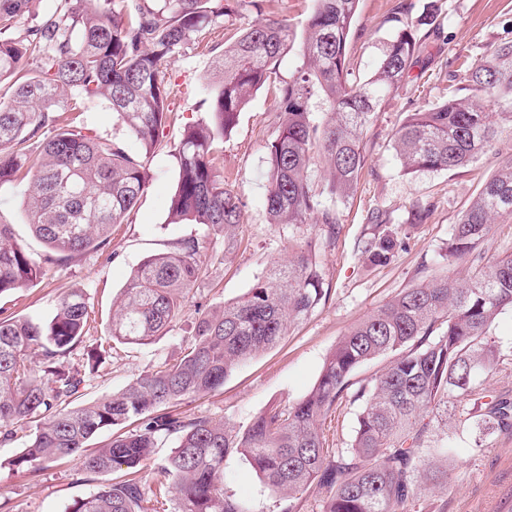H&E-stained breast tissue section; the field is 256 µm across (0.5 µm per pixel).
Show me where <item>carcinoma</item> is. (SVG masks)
<instances>
[{
  "instance_id": "obj_1",
  "label": "carcinoma",
  "mask_w": 512,
  "mask_h": 512,
  "mask_svg": "<svg viewBox=\"0 0 512 512\" xmlns=\"http://www.w3.org/2000/svg\"><path fill=\"white\" fill-rule=\"evenodd\" d=\"M33 0H0V77L33 58L39 73L16 84L0 103V184L19 175L31 184L26 198L30 229L60 260L106 243L147 183L146 163L167 119L165 70L208 25L225 23L229 0H65L64 11L42 16L27 35L10 37ZM359 0H314L299 62L278 87L281 125L268 145L266 209L272 224L326 225L338 234L335 205L357 189L365 165L361 134L376 108L408 78L427 47L417 26L405 23L385 45L377 73L352 77L347 48ZM288 20H258L219 52L223 80L210 88L201 125L185 130L176 149L178 181L171 204L175 221L202 224L234 237L242 204L214 166V142L276 73L292 50ZM465 88L407 113L394 133L402 170L451 171L484 151L503 122H512V41L494 45L468 68ZM483 96L477 105L462 90ZM70 91L73 98L64 97ZM103 97L139 143L100 140L56 127V112L74 111ZM37 140L39 151L30 149ZM325 161L324 186L312 174ZM512 216V164L486 181L448 238V261L477 262L474 272L439 276L400 291L352 328L326 358L302 400L269 407L243 430L224 421L187 418L170 406L212 393L240 364L274 347L306 318L327 291L316 249L305 244L259 278L246 295L201 313L192 342L172 365L145 372L124 389L71 407L80 379L63 357L88 325L89 294L60 295L45 323L0 319V439H12L43 416L16 467L78 460L85 474L126 467L122 479L74 502L69 512H163L174 492L182 512H246L224 495V460L241 454L270 493L293 512L312 484L329 491L323 512H409L423 485L450 488L451 472L434 456L433 417L441 412L462 430H512V391L489 390L483 375L498 363L490 328L512 310V254L488 258L494 219ZM372 236L355 243L371 263L387 264L402 241L374 216ZM199 242L153 255L134 269L112 306L111 337L145 345L173 330L184 300L201 273ZM39 263L0 224V296L27 286ZM390 359L354 393L352 373L378 356ZM359 403L348 448L330 446L324 425L346 394ZM130 421L140 422L133 431ZM112 441L89 452L86 441L103 429ZM177 445L160 464L167 483L145 497L143 473L162 435Z\"/></svg>"
}]
</instances>
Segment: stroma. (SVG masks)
I'll return each mask as SVG.
<instances>
[{
    "label": "stroma",
    "mask_w": 512,
    "mask_h": 512,
    "mask_svg": "<svg viewBox=\"0 0 512 512\" xmlns=\"http://www.w3.org/2000/svg\"><path fill=\"white\" fill-rule=\"evenodd\" d=\"M313 6V0H238L224 27L203 32L169 66L165 81L170 112L161 143L147 163L149 181L124 223L113 226L106 246L68 261L45 262L48 249L32 235L25 217L23 201L29 182L0 185V224L11 225L15 241L43 263L36 281L0 295V318L45 322L53 316L62 292L81 288L90 295V328L65 358L66 366L82 378L77 402L119 391L137 375L174 363L190 344L199 312L240 298L293 250L309 241L316 243L326 298L276 347L241 365L217 391L177 406L185 415L221 418L245 428L267 407H288L305 397L341 338L399 291L460 271V264L444 258L448 236L484 182L500 165L512 162V129L499 134L466 167L409 175L400 169L393 135L406 113L436 103L492 45L512 39V0H359L349 45L359 78L374 75L387 41L401 23L418 21L430 12L440 28L431 32L411 82L381 102L363 134L366 164L353 198L336 206V242H328L322 224L312 220L305 224L268 221L264 171L268 145L279 132L276 89L296 66L293 52L280 65L276 79L241 112L234 129L215 143L218 172L243 204L236 245L225 249L223 234L203 225L172 223L170 206L178 179L172 151L184 128L203 117L206 86L220 80L215 45L259 18L283 17L295 31H302ZM59 124L81 128L94 138H129L102 98L87 102L83 111L61 113ZM418 204L429 207L430 214L423 224L410 229L390 263L374 265L356 254V241L373 231L372 212H383L395 229ZM191 237L200 243L205 274L174 330L146 345L112 340V301L132 270L146 257L174 250ZM490 336L500 365L487 383L495 390L512 391L511 310L497 317ZM27 439V432L21 431L12 440L0 442V512H66L74 500L117 477L113 471L81 475L73 460L12 466ZM433 443L452 447L453 487L445 494L424 493L417 512H512V432H498L479 442L467 431L452 440L447 427L440 425L433 432ZM224 493L241 501L248 512H280L276 499L241 455H231L224 462Z\"/></svg>",
    "instance_id": "stroma-1"
}]
</instances>
